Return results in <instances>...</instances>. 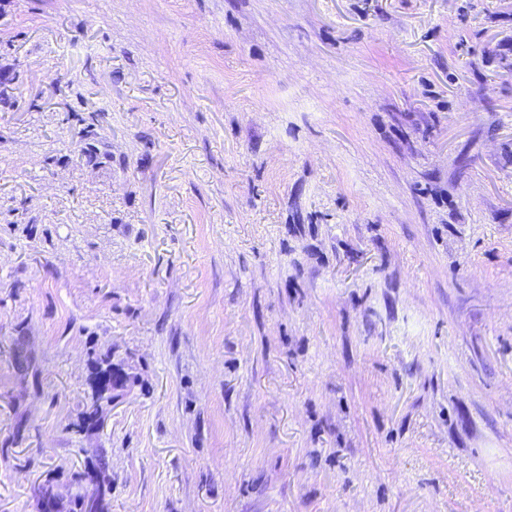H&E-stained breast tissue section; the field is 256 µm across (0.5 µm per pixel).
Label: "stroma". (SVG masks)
Here are the masks:
<instances>
[{"instance_id": "1", "label": "stroma", "mask_w": 512, "mask_h": 512, "mask_svg": "<svg viewBox=\"0 0 512 512\" xmlns=\"http://www.w3.org/2000/svg\"><path fill=\"white\" fill-rule=\"evenodd\" d=\"M97 448L109 512H512V0H0V512ZM115 354L112 348L101 349L94 353L92 357L88 384L91 389V400L94 394L97 393L95 387L96 382L100 375L112 370V366H121L122 361H115ZM125 394V393H124ZM118 397L114 402L112 401V392L106 395H102L100 392L97 393V400L90 407L86 408L81 412L80 423L77 425L78 432H85L86 434H94L99 431V422L104 418V414L107 410L116 404L123 396Z\"/></svg>"}]
</instances>
